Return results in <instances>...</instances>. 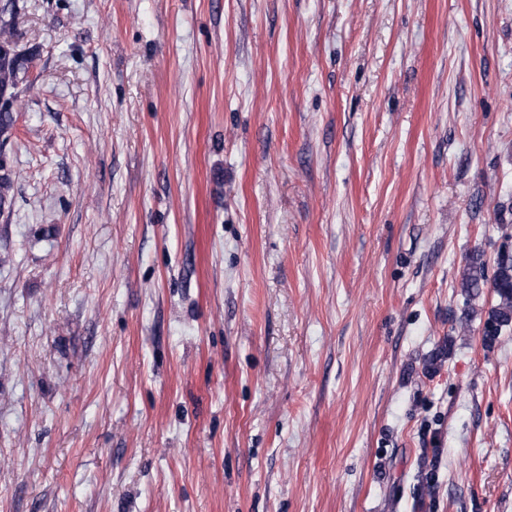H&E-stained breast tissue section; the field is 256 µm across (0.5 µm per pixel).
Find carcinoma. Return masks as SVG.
<instances>
[{
  "label": "carcinoma",
  "mask_w": 512,
  "mask_h": 512,
  "mask_svg": "<svg viewBox=\"0 0 512 512\" xmlns=\"http://www.w3.org/2000/svg\"><path fill=\"white\" fill-rule=\"evenodd\" d=\"M14 11L15 0H0V98L6 99V103L0 105V140L3 142L9 139L15 126L19 85L26 81L37 61L35 52L22 51L16 45ZM14 176L10 167L0 161V213L12 206ZM487 286L492 288L498 302L488 312L482 340L486 345H493L504 330L512 327L511 253L498 255L491 275L482 254L472 253L465 258L460 282L465 300L480 296Z\"/></svg>",
  "instance_id": "carcinoma-1"
}]
</instances>
